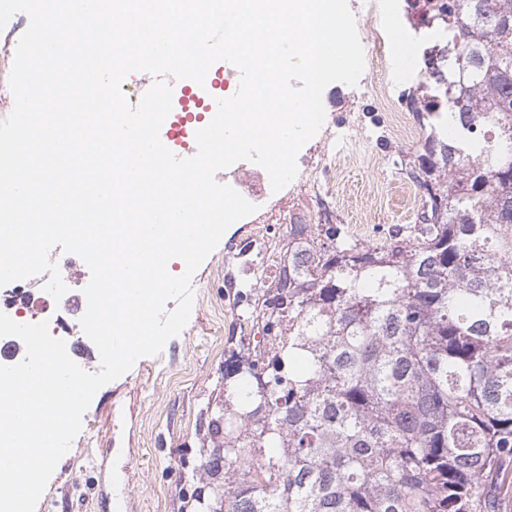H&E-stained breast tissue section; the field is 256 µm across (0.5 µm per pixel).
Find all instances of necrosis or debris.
<instances>
[{
  "instance_id": "4bbe7bcc",
  "label": "necrosis or debris",
  "mask_w": 512,
  "mask_h": 512,
  "mask_svg": "<svg viewBox=\"0 0 512 512\" xmlns=\"http://www.w3.org/2000/svg\"><path fill=\"white\" fill-rule=\"evenodd\" d=\"M355 123L324 124L322 139L303 163L297 191L310 197L309 215L319 222H330L336 211V200L325 192V185L335 181L342 163L350 159L359 145L354 137ZM239 193L256 205L258 214L247 241L231 250L226 259L225 272L230 287L243 284L266 285L278 278L283 267V254L289 242L287 225L277 223L276 210L270 209L271 198L267 173L261 166H253L249 173L237 179ZM29 280H20L0 287V312L19 323L48 321L51 335H75L78 329L71 314L76 299L66 293L61 301H54L47 292L31 293Z\"/></svg>"
}]
</instances>
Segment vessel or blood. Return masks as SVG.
Listing matches in <instances>:
<instances>
[{
	"instance_id": "b4317fda",
	"label": "vessel or blood",
	"mask_w": 512,
	"mask_h": 512,
	"mask_svg": "<svg viewBox=\"0 0 512 512\" xmlns=\"http://www.w3.org/2000/svg\"><path fill=\"white\" fill-rule=\"evenodd\" d=\"M231 68L230 62L220 60L209 68L204 83L189 79L172 81V109L160 129V139L169 150H176L184 139L195 136L197 127L192 122L195 109H202L210 117L215 115L224 74Z\"/></svg>"
}]
</instances>
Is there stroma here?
Here are the masks:
<instances>
[{
  "label": "stroma",
  "mask_w": 512,
  "mask_h": 512,
  "mask_svg": "<svg viewBox=\"0 0 512 512\" xmlns=\"http://www.w3.org/2000/svg\"><path fill=\"white\" fill-rule=\"evenodd\" d=\"M424 46L413 42L408 60H387L376 76L384 97L356 95L339 82L323 93L327 116L357 113L363 121L358 135L368 140L365 152L336 178L342 223L385 227L420 220V195L399 176L416 144L390 139L388 125L390 107L405 90L392 76L402 70L424 80ZM251 230L250 218L233 223L193 273V307L181 333L97 391L85 427L59 461L36 512H180V489L209 404L224 388L227 351L246 342L238 329L242 308L224 306V257Z\"/></svg>",
  "instance_id": "1"
}]
</instances>
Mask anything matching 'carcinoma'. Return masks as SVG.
<instances>
[{"label": "carcinoma", "mask_w": 512, "mask_h": 512, "mask_svg": "<svg viewBox=\"0 0 512 512\" xmlns=\"http://www.w3.org/2000/svg\"><path fill=\"white\" fill-rule=\"evenodd\" d=\"M448 32L403 98L420 223L341 224L240 294L187 512H498L512 493V0H426Z\"/></svg>", "instance_id": "1"}]
</instances>
